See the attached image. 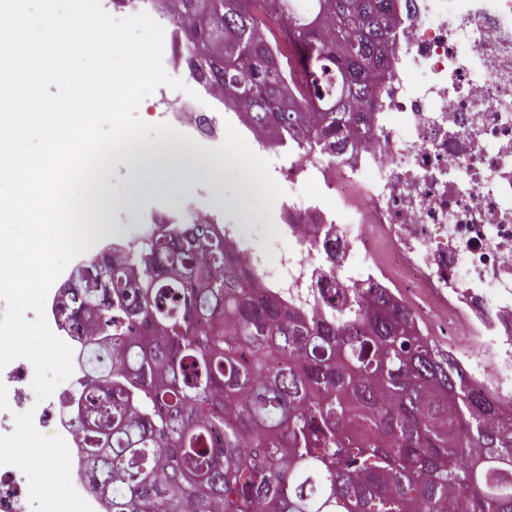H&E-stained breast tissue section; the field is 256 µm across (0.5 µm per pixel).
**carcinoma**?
Listing matches in <instances>:
<instances>
[{"label": "carcinoma", "instance_id": "carcinoma-1", "mask_svg": "<svg viewBox=\"0 0 512 512\" xmlns=\"http://www.w3.org/2000/svg\"><path fill=\"white\" fill-rule=\"evenodd\" d=\"M161 0L187 65L261 128L314 114L331 149L370 109L397 0ZM332 85L314 103L309 82ZM67 318L89 349L112 426L91 466L112 512H512V417L415 333L386 291L331 307L256 293L224 236L169 224L125 260L102 255Z\"/></svg>", "mask_w": 512, "mask_h": 512}]
</instances>
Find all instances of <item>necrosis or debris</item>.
I'll use <instances>...</instances> for the list:
<instances>
[{
  "mask_svg": "<svg viewBox=\"0 0 512 512\" xmlns=\"http://www.w3.org/2000/svg\"><path fill=\"white\" fill-rule=\"evenodd\" d=\"M391 66L366 120L334 158L309 150L306 127L270 137L244 113L187 107L185 92L155 88L157 123L189 133L228 128L220 150L247 146L276 204L287 249L260 253L240 229L224 239L263 292L296 296L320 287L334 254L372 262L345 282L382 288L416 316L428 337L458 334L449 346L463 376L512 407V0H410L391 23ZM64 299L48 292L44 314L72 350L73 373L38 399L27 360L0 370L13 398L0 411V512H112L86 465L93 448L80 394L91 353L63 322ZM67 448L58 477L67 497L31 504L37 465L18 467L21 444L44 429Z\"/></svg>",
  "mask_w": 512,
  "mask_h": 512,
  "instance_id": "1",
  "label": "necrosis or debris"
}]
</instances>
